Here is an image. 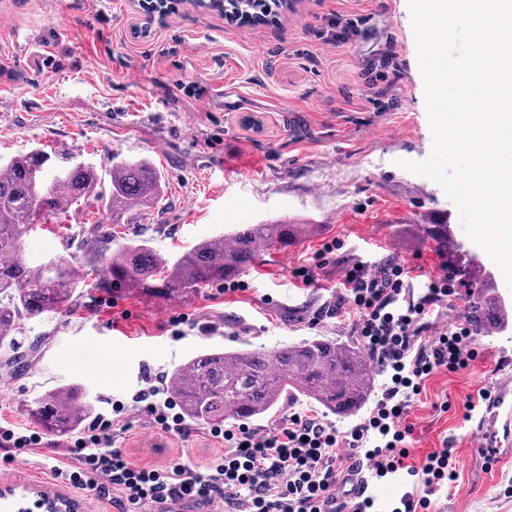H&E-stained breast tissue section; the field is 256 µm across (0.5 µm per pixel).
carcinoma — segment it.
I'll list each match as a JSON object with an SVG mask.
<instances>
[{
  "instance_id": "cac0c4a2",
  "label": "carcinoma",
  "mask_w": 512,
  "mask_h": 512,
  "mask_svg": "<svg viewBox=\"0 0 512 512\" xmlns=\"http://www.w3.org/2000/svg\"><path fill=\"white\" fill-rule=\"evenodd\" d=\"M213 2L231 21L254 19L266 7V0ZM108 176L111 191L103 207L115 224L162 198L163 175L146 161L117 162ZM100 180L92 164L69 152L43 148L14 156L0 168V350L14 362L20 321L61 312L77 301L78 288L84 286L72 257L54 256L55 265L47 261L33 273L25 257V238L40 216L67 211L90 195ZM316 230L314 224H242L228 235L229 242H198L163 265L140 239L107 256L103 238L91 236L77 251L82 266L96 272V288L187 295L245 273L260 249L285 248ZM498 313L501 299L488 298L480 290L467 310L470 322L478 327ZM373 380L359 344L308 336L273 350H203L173 370L168 387L190 421L249 423L265 419L294 395L338 417L353 416L369 401ZM90 413V401L74 384L45 392L28 409L31 418L57 436L78 430Z\"/></svg>"
}]
</instances>
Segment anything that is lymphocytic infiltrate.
<instances>
[{"mask_svg": "<svg viewBox=\"0 0 512 512\" xmlns=\"http://www.w3.org/2000/svg\"><path fill=\"white\" fill-rule=\"evenodd\" d=\"M344 247L342 239L326 241L291 275L309 288L319 272L344 265L334 296L312 321L345 325L382 378L378 399L361 422L342 431L313 411L293 408L270 429L208 428L219 447L204 463L139 464L123 446L132 414L146 416L164 437L184 441L191 434L163 375L146 369L129 400H112L110 411L97 414L67 445L63 461L50 470L53 483L111 501L117 512H174L178 504L224 512H328L340 485L361 467L371 483L398 480L404 491L386 509L374 495H363L353 512H435L437 499L458 480L455 450L446 443L411 463L408 416L434 374L465 371L479 357L475 331L462 317L444 318L459 295L447 263L417 273L394 258L346 263ZM33 448L53 451L57 445L36 430L0 425L1 457L11 461Z\"/></svg>", "mask_w": 512, "mask_h": 512, "instance_id": "f902f5d3", "label": "lymphocytic infiltrate"}]
</instances>
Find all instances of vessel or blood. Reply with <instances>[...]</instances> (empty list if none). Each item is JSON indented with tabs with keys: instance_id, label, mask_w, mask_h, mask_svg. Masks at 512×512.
<instances>
[{
	"instance_id": "1",
	"label": "vessel or blood",
	"mask_w": 512,
	"mask_h": 512,
	"mask_svg": "<svg viewBox=\"0 0 512 512\" xmlns=\"http://www.w3.org/2000/svg\"><path fill=\"white\" fill-rule=\"evenodd\" d=\"M479 441L481 454L501 459L512 457V384H501L480 418Z\"/></svg>"
}]
</instances>
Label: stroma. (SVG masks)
<instances>
[{
  "instance_id": "obj_1",
  "label": "stroma",
  "mask_w": 512,
  "mask_h": 512,
  "mask_svg": "<svg viewBox=\"0 0 512 512\" xmlns=\"http://www.w3.org/2000/svg\"><path fill=\"white\" fill-rule=\"evenodd\" d=\"M133 0H0V163L34 147L81 154L98 171L113 157L148 161L163 175V199L113 224L95 192L68 213L47 217L26 239L31 268L67 244L113 227L110 248L144 238L158 262L241 224H316L317 233L265 250L243 278L248 291L215 285L182 297L84 286L76 304L21 321L19 360L0 354V423L33 427L26 410L45 391L78 384L96 409L131 395L139 369L171 373L213 347L268 349L307 336L349 340L343 325L310 318L340 281V268L297 287L292 265L340 237L360 253L435 269L456 266L460 249L483 269L493 262L465 234L454 203L431 179L399 167L432 149L424 82L408 0H299L265 25L228 23L180 5L149 37L135 36ZM355 29L326 44L334 21ZM382 214L358 224V214ZM449 225L451 245L430 225ZM194 314L209 332L173 339V314ZM470 369L435 374L410 419L414 461L444 439L455 442L458 480L441 512H512V459L486 469L476 453V422L456 406L512 376V327L477 335ZM450 400L453 411L435 406ZM210 439L174 441L136 415L123 443L134 460L166 462L188 451L203 458ZM53 454L32 450L0 462V488L52 492Z\"/></svg>"
}]
</instances>
